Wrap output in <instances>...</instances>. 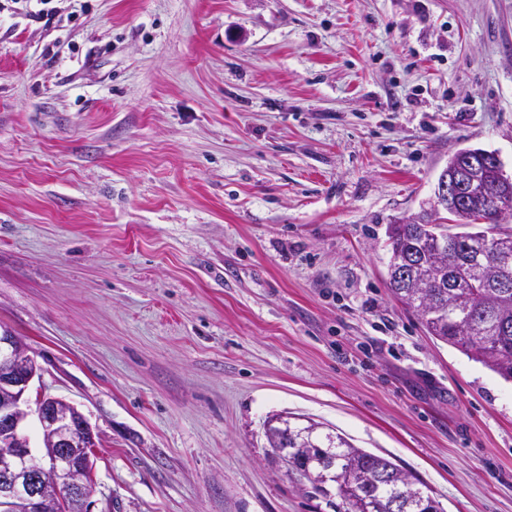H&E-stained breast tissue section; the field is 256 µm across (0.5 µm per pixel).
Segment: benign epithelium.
<instances>
[{
	"instance_id": "obj_1",
	"label": "benign epithelium",
	"mask_w": 512,
	"mask_h": 512,
	"mask_svg": "<svg viewBox=\"0 0 512 512\" xmlns=\"http://www.w3.org/2000/svg\"><path fill=\"white\" fill-rule=\"evenodd\" d=\"M462 186L444 176L437 203L459 202ZM40 367L12 330L0 327V512H91L96 434L72 402L28 392ZM286 416L264 425L275 441L288 428Z\"/></svg>"
}]
</instances>
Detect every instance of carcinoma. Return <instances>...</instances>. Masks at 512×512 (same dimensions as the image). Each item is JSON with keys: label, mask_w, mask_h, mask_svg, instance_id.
<instances>
[{"label": "carcinoma", "mask_w": 512, "mask_h": 512, "mask_svg": "<svg viewBox=\"0 0 512 512\" xmlns=\"http://www.w3.org/2000/svg\"><path fill=\"white\" fill-rule=\"evenodd\" d=\"M512 203V185L493 182L468 194L462 209L453 212L459 224L480 219L485 228L436 240L437 222L424 212L408 224H392L391 256L402 261L408 280L421 283L412 294L397 281H388L393 297L422 320L427 333L458 349L507 381L512 380V243L502 249L493 268L482 264L486 239L512 232L502 227V213ZM465 298L457 302L451 291ZM288 447V469L308 479L313 493L336 512H390L395 495L391 477L403 474L397 465L353 447L340 435L318 432L301 436L293 431L281 441ZM407 512H441L429 493L410 497Z\"/></svg>", "instance_id": "cac0c4a2"}]
</instances>
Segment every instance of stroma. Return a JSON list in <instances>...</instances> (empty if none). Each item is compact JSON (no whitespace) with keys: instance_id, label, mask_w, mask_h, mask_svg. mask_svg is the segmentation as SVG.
Wrapping results in <instances>:
<instances>
[{"instance_id":"1","label":"stroma","mask_w":512,"mask_h":512,"mask_svg":"<svg viewBox=\"0 0 512 512\" xmlns=\"http://www.w3.org/2000/svg\"><path fill=\"white\" fill-rule=\"evenodd\" d=\"M0 0V326L93 512H333L287 413L512 512V382L390 294L449 158L512 175V0Z\"/></svg>"}]
</instances>
